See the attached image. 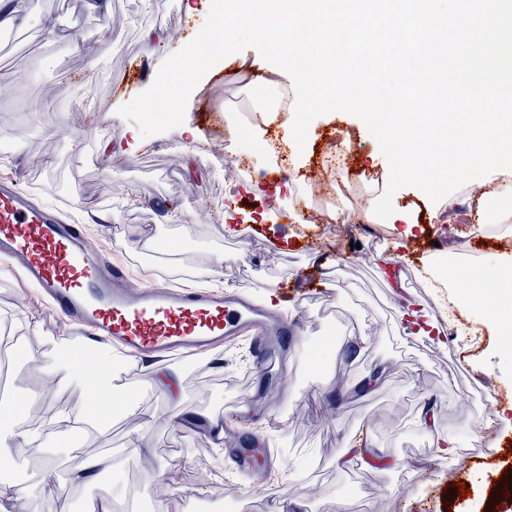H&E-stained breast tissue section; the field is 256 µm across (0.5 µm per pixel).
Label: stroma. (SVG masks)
<instances>
[{"mask_svg":"<svg viewBox=\"0 0 512 512\" xmlns=\"http://www.w3.org/2000/svg\"><path fill=\"white\" fill-rule=\"evenodd\" d=\"M40 0L38 12L0 29V175L32 190L36 202L60 209L66 220L83 225L89 240L111 261L128 266L133 288L169 281L199 288L210 270L221 272L225 289L251 303L274 307L300 332V342L282 348L267 369L257 365L249 336L226 341L218 357L172 359L183 377L185 407L196 418L224 420V437L252 433L260 442L250 472L239 473L227 448L213 447L195 431L160 418L146 445H130L131 411L156 407L145 378L112 384L119 408L92 445L73 447L69 435L54 443L21 449L0 479L21 483L25 494L6 503L7 512H95L105 495L123 500L126 512H272L284 499L305 496L308 512H512V495L500 493L512 476V422L493 419L492 437L472 433L471 419L486 411L479 390L501 392L512 402V335L488 325L483 313L457 304L458 289L438 279L441 264H461L471 256L497 259L492 240L464 251L471 225L499 226L501 178L485 177L496 198L467 211L458 224L450 195L431 202L409 186L393 197L408 222L376 220L364 237L366 255L336 251L315 221L314 183L281 180L275 158L256 153L264 128L250 113L273 114L280 137L292 132L294 115L275 111L277 85L265 83L273 70L252 48L214 66L190 95L185 123L191 134L174 129L140 137L117 110L154 82L167 55L192 41L204 25L211 0ZM72 45L46 56L45 18ZM154 30L164 39L153 52L142 38ZM111 54V74L100 80L92 62ZM344 136L359 165L377 173L384 191L390 167L378 141L357 117L333 111L316 117L304 147L289 142L291 168L305 170L321 135ZM251 156L254 171L228 173L227 163ZM265 186L277 203L265 223L242 224L228 234L225 214L246 207L244 187ZM136 202L121 207L128 192ZM168 242L170 252H145L146 236ZM335 253L326 274L329 294L295 299L284 288L314 271L320 257ZM223 266H216V258ZM425 309L443 326L434 341L400 332L402 300ZM25 336L30 359L11 363V396H25L41 367L71 357L75 329L48 307L11 266L0 260V328ZM483 328L485 343L472 345V328ZM372 340L355 349L357 338ZM382 368L381 384L356 394L350 376ZM45 411L88 406L84 384L47 379ZM249 404V415L235 408ZM430 407L436 431L458 441L454 456L437 453L433 437L417 422ZM383 448L376 456L351 459L337 469L344 444ZM110 453L119 473L95 483L73 485L69 476L91 454ZM52 463L55 477L30 471L31 457ZM471 470V493L453 490L458 471ZM136 479L135 495L127 482Z\"/></svg>","mask_w":512,"mask_h":512,"instance_id":"1","label":"stroma"}]
</instances>
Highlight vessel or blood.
I'll list each match as a JSON object with an SVG mask.
<instances>
[{
	"label": "vessel or blood",
	"instance_id": "b4317fda",
	"mask_svg": "<svg viewBox=\"0 0 512 512\" xmlns=\"http://www.w3.org/2000/svg\"><path fill=\"white\" fill-rule=\"evenodd\" d=\"M0 257L77 327L79 367L93 378L103 369L97 356L102 338L123 354L162 360L220 348L246 327L255 332L251 347L260 361L273 345L297 340L277 310L237 294L170 286L133 290L127 266L105 265L81 225L6 181H0Z\"/></svg>",
	"mask_w": 512,
	"mask_h": 512
}]
</instances>
